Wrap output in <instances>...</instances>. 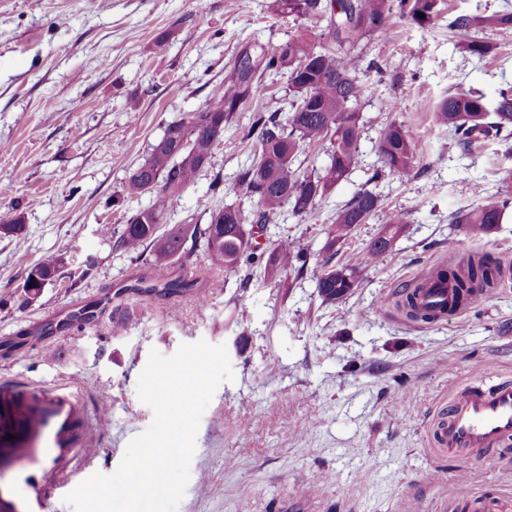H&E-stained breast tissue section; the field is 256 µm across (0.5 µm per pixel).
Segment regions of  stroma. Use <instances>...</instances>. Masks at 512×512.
Segmentation results:
<instances>
[{
  "label": "stroma",
  "instance_id": "stroma-1",
  "mask_svg": "<svg viewBox=\"0 0 512 512\" xmlns=\"http://www.w3.org/2000/svg\"><path fill=\"white\" fill-rule=\"evenodd\" d=\"M438 10L426 27L392 15L386 33L364 40L358 168L312 217L284 213L260 241L265 249L289 238L318 255L336 208L363 188L379 194V212L333 257L359 265V286L327 304L293 273L276 283L233 273L211 289L199 251L184 261L200 277L193 288L132 294L149 266L100 233L149 204L146 195L125 197L128 173L170 122L211 104L242 46L272 49L300 34L316 44L324 24L282 14L275 0H96L91 8L85 0H0V211L14 210L25 226L20 242L0 234V386L75 401L93 449H30L0 472V499L16 512H72L65 495L94 473H113L128 441L154 419L136 394L150 352L171 356L202 339L226 346L233 377L201 418L177 512H239L244 501L250 512H472L457 492L462 468L484 512H512V462L443 455L430 440L454 387L512 380V280L432 323L410 320L400 306L424 268L486 253L512 263V205L479 238L451 221L482 197L512 194L503 146L461 149L433 117L448 93L477 91L491 103L512 87V29L487 32L492 49L478 58L448 28L459 14L512 11V0H438ZM249 122L239 113L168 224L204 225L213 208L232 203L252 212L233 191L253 153L243 138ZM393 122L420 159L404 179L380 173L376 145ZM396 213L405 229L392 251L364 264L365 247ZM59 257L55 278L27 300L28 272ZM204 292L211 298L202 306ZM107 294L112 304L95 325H62L74 304ZM124 318L127 330L114 332Z\"/></svg>",
  "mask_w": 512,
  "mask_h": 512
}]
</instances>
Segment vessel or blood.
<instances>
[{
    "mask_svg": "<svg viewBox=\"0 0 512 512\" xmlns=\"http://www.w3.org/2000/svg\"><path fill=\"white\" fill-rule=\"evenodd\" d=\"M424 287L419 293L421 305L433 313L445 315L449 288L436 269H426L419 276ZM109 304H80L71 309L68 319L86 325L97 323L100 312ZM15 421L32 420L33 426L24 443L29 448H80L79 417L67 399L28 391L12 406ZM432 441L442 452L483 454L512 444V382L497 380L455 390L448 402L447 416L432 430Z\"/></svg>",
    "mask_w": 512,
    "mask_h": 512,
    "instance_id": "1",
    "label": "vessel or blood"
}]
</instances>
